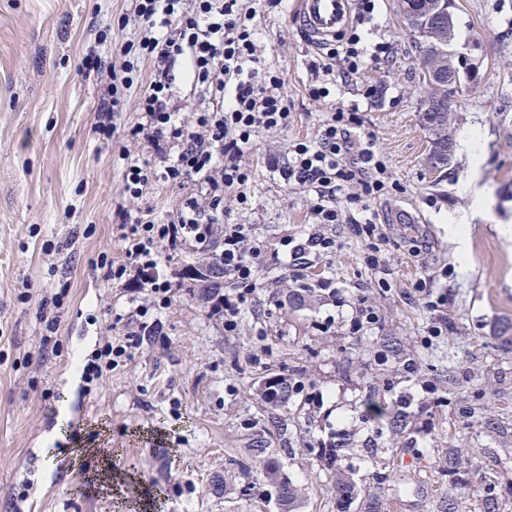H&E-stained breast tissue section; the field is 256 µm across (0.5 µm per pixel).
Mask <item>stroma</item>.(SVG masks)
Masks as SVG:
<instances>
[{
  "label": "stroma",
  "mask_w": 512,
  "mask_h": 512,
  "mask_svg": "<svg viewBox=\"0 0 512 512\" xmlns=\"http://www.w3.org/2000/svg\"><path fill=\"white\" fill-rule=\"evenodd\" d=\"M253 20L260 65L282 73L291 105L288 128L260 132L242 157L245 201L225 193L212 240L202 249L159 243L164 271L206 269L227 224H248L263 245L259 283L239 328L210 319L195 280L180 279L168 303L150 309L156 336L112 371L85 385L84 430L65 457L94 444L112 451L127 483L119 493L84 485L64 472L47 485L35 512H280L267 493L260 456L268 451L301 493L298 512H337L322 448L346 444L338 466L377 497L378 512H483L476 498L449 496L448 449L478 464L502 489L499 512H512V346L498 330L512 322V0H454L450 46L469 72L448 97L454 157L443 171L426 165L431 134L422 120L431 87L424 50L403 19L399 0H377L365 46L393 42L389 58L369 62L358 81L313 99L310 49L293 20L296 0ZM130 0H0V512H16L26 494L23 465L52 415L63 406L76 357L90 358L104 337L134 331L133 309L112 273L125 260L119 226L135 219L176 221L197 186L160 175L147 139L130 138L142 114L137 97L154 77L150 60L124 93L116 131H95L108 86L82 60L120 65L115 49L131 36L120 22ZM358 107L363 133L388 161L392 185L372 200L381 267L366 266L367 244L348 224H320L314 198L281 176L293 144L312 138L336 107ZM482 164L472 169L471 140ZM151 169L142 195L125 189L128 159ZM483 188L491 206L472 210ZM419 216L403 223L399 209ZM465 224L464 244L448 233ZM335 239L329 252L308 251L303 305L291 304L288 264L294 244L312 234ZM465 249L467 265L456 258ZM332 280L335 307L318 290ZM444 296L448 329L429 339L426 295ZM375 323L355 330V304ZM335 316L323 327L326 316ZM92 342L76 352L72 338ZM286 372L299 388L284 406L260 397L269 377ZM386 412L371 418L367 398ZM482 404L476 416L468 407ZM404 414L398 429L388 417Z\"/></svg>",
  "instance_id": "1"
}]
</instances>
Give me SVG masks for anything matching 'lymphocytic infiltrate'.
<instances>
[{
    "label": "lymphocytic infiltrate",
    "mask_w": 512,
    "mask_h": 512,
    "mask_svg": "<svg viewBox=\"0 0 512 512\" xmlns=\"http://www.w3.org/2000/svg\"><path fill=\"white\" fill-rule=\"evenodd\" d=\"M184 2L133 0L134 21L142 26L140 38L122 46L123 66L109 71L108 79L114 86H132L135 59L152 60L155 78L138 98L144 118L138 131L153 146L168 182L177 186L193 183L210 202L204 208L196 197H188L176 223H136L121 233L127 262L119 273L125 278L139 323L135 331L118 341H105L100 353L88 358L83 375L90 381L118 365L120 359L130 357L132 349L157 330L156 324L143 322L141 301L167 297L172 291L171 279L159 272L158 242H167L172 249L190 241L206 242L225 191L242 190L249 180L241 158L253 136L263 130L287 128L291 117L283 74L258 66L254 7L244 0H193V8L188 9ZM375 7V0H358L359 25L351 29L337 64L316 65L322 78L310 84V96H329L323 78L333 69H340L342 78L354 80L364 71L368 58H385L392 53L389 41L377 42L369 49L361 45L358 28L370 23ZM180 73L213 103L212 108L198 114L192 128L180 119L175 103V82ZM362 125L356 109L341 108L331 114L315 138L293 146L283 177L312 193L318 223H339L336 195L348 186L359 187L347 198L354 209L387 188L386 163L373 136L362 134ZM250 239V225H225L219 259L228 283L207 294L209 316L220 320L228 333L236 330L242 308L258 286L257 260L262 248L251 244Z\"/></svg>",
    "instance_id": "obj_1"
}]
</instances>
